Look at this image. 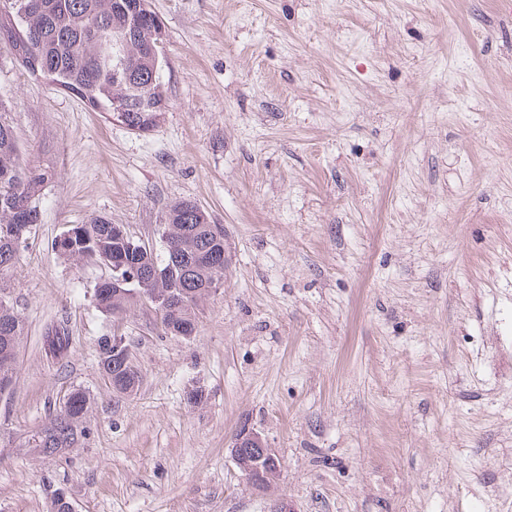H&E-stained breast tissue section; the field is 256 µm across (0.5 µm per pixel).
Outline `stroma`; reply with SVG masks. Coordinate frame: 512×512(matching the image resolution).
<instances>
[{"label": "stroma", "instance_id": "1", "mask_svg": "<svg viewBox=\"0 0 512 512\" xmlns=\"http://www.w3.org/2000/svg\"><path fill=\"white\" fill-rule=\"evenodd\" d=\"M149 6L168 90L149 133L0 45V115L50 176L8 275L26 333L0 393V512H46L57 490L75 512H512V6ZM182 199L223 225L228 258L188 340L146 306L101 314L108 269L52 248L95 214L153 239ZM113 334L129 396L98 364ZM75 388L95 398L81 445L25 448ZM244 426L282 462L270 489L232 458ZM112 347V336H100L97 339L96 352L100 368L113 392L130 394L138 386L139 376L134 369L129 372L133 368L131 362L126 363L118 354H112ZM129 373L130 377L127 378Z\"/></svg>", "mask_w": 512, "mask_h": 512}]
</instances>
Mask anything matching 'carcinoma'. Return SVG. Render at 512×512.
I'll list each match as a JSON object with an SVG mask.
<instances>
[{"label": "carcinoma", "instance_id": "cac0c4a2", "mask_svg": "<svg viewBox=\"0 0 512 512\" xmlns=\"http://www.w3.org/2000/svg\"><path fill=\"white\" fill-rule=\"evenodd\" d=\"M11 5L12 19L0 16V44L28 43V50L17 55L27 72L78 91L84 103L98 105L100 112L110 115L116 105L131 108L126 118L139 130L157 125L167 108V89L162 62L148 52L157 30L142 17L140 0H11ZM48 181L47 172L26 164L14 127L0 119V385L13 383L24 336L7 275L40 222L39 203ZM163 225L166 240L148 253L122 234L121 225L97 215L67 227L56 251L67 261L105 260L135 274L136 281L120 292L112 288L110 277L95 285L93 303L107 315H122L136 306L134 293L145 288L169 293L161 326L172 337L184 332L185 339L196 330L202 291L224 283V231L186 199L168 207ZM48 342L56 356L68 351L65 321L51 327ZM96 352L113 392L132 393L139 376L130 370L131 363L112 353V337H99ZM89 404L85 391L73 389L49 412L28 446L47 457L76 447L86 437L83 418Z\"/></svg>", "mask_w": 512, "mask_h": 512}]
</instances>
